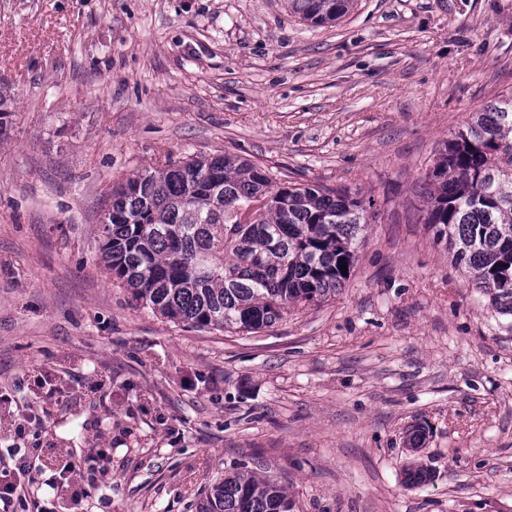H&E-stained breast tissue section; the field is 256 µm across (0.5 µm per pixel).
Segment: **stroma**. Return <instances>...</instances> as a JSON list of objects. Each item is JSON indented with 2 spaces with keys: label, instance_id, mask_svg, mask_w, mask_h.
<instances>
[{
  "label": "stroma",
  "instance_id": "stroma-1",
  "mask_svg": "<svg viewBox=\"0 0 512 512\" xmlns=\"http://www.w3.org/2000/svg\"><path fill=\"white\" fill-rule=\"evenodd\" d=\"M511 91L512 0L325 26L288 0H0V454L42 470L13 512H197L245 467L295 512H512V320L420 192ZM224 153L378 203L345 287L256 333L160 316L101 261L113 185Z\"/></svg>",
  "mask_w": 512,
  "mask_h": 512
}]
</instances>
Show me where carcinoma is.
Here are the masks:
<instances>
[{
  "label": "carcinoma",
  "instance_id": "obj_1",
  "mask_svg": "<svg viewBox=\"0 0 512 512\" xmlns=\"http://www.w3.org/2000/svg\"><path fill=\"white\" fill-rule=\"evenodd\" d=\"M352 2L288 6L328 24ZM421 182L424 224L495 311L512 316V93L470 113ZM375 210L357 191L282 183L224 154L127 178L112 190L99 232L108 269L136 302L195 328L252 333L341 290ZM294 509L275 479L240 470L213 486L198 512Z\"/></svg>",
  "mask_w": 512,
  "mask_h": 512
}]
</instances>
